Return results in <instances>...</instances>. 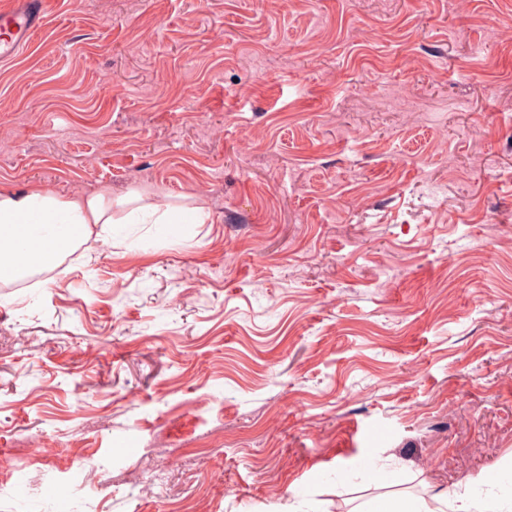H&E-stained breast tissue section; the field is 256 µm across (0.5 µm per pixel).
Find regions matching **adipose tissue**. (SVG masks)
Wrapping results in <instances>:
<instances>
[{"instance_id": "ef3b65f1", "label": "adipose tissue", "mask_w": 512, "mask_h": 512, "mask_svg": "<svg viewBox=\"0 0 512 512\" xmlns=\"http://www.w3.org/2000/svg\"><path fill=\"white\" fill-rule=\"evenodd\" d=\"M209 212L200 205H176L142 191L115 197L100 191L62 197L30 185L0 191V283L21 280L55 268L95 229L112 224H204ZM500 475L491 471L461 490L433 499L393 495L377 499L369 512H512V497L490 491Z\"/></svg>"}]
</instances>
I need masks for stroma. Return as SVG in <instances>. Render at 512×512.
I'll use <instances>...</instances> for the list:
<instances>
[{"label":"stroma","instance_id":"35a3bbf8","mask_svg":"<svg viewBox=\"0 0 512 512\" xmlns=\"http://www.w3.org/2000/svg\"><path fill=\"white\" fill-rule=\"evenodd\" d=\"M31 183L211 221L0 288V512L67 469H108L71 512H351L512 466V0H52L0 60Z\"/></svg>","mask_w":512,"mask_h":512}]
</instances>
